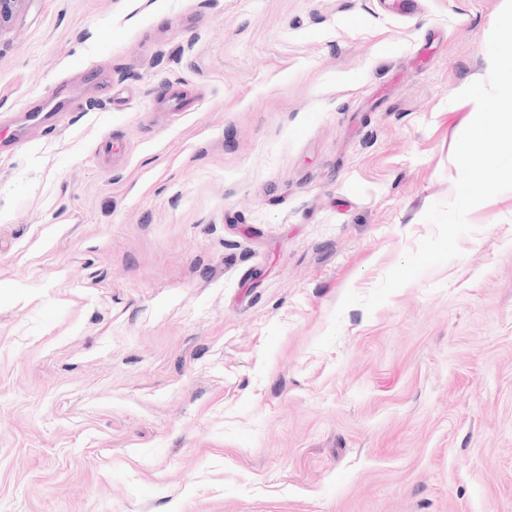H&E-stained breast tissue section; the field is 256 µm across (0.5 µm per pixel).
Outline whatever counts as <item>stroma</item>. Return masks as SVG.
<instances>
[{
    "instance_id": "1",
    "label": "stroma",
    "mask_w": 512,
    "mask_h": 512,
    "mask_svg": "<svg viewBox=\"0 0 512 512\" xmlns=\"http://www.w3.org/2000/svg\"><path fill=\"white\" fill-rule=\"evenodd\" d=\"M397 2L0 33V126L81 104L0 154V512H512V190L317 346L453 198L504 0Z\"/></svg>"
}]
</instances>
